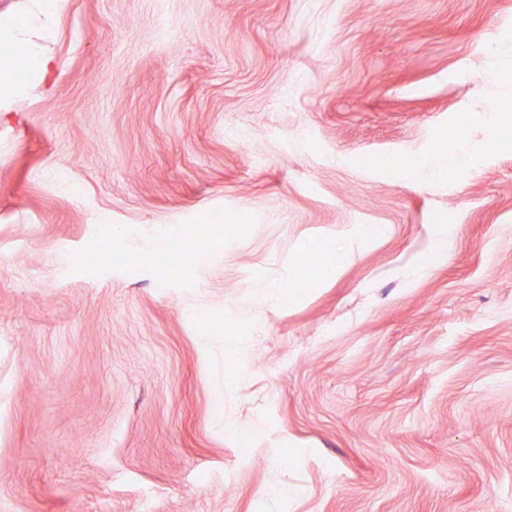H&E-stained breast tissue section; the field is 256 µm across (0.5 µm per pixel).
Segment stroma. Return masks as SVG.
<instances>
[{"mask_svg": "<svg viewBox=\"0 0 512 512\" xmlns=\"http://www.w3.org/2000/svg\"><path fill=\"white\" fill-rule=\"evenodd\" d=\"M48 48L0 512H512V0H68Z\"/></svg>", "mask_w": 512, "mask_h": 512, "instance_id": "stroma-1", "label": "stroma"}]
</instances>
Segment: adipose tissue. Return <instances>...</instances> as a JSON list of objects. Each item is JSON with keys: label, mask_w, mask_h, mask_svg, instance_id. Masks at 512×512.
Here are the masks:
<instances>
[{"label": "adipose tissue", "mask_w": 512, "mask_h": 512, "mask_svg": "<svg viewBox=\"0 0 512 512\" xmlns=\"http://www.w3.org/2000/svg\"><path fill=\"white\" fill-rule=\"evenodd\" d=\"M68 0H26L20 15L0 16V39L25 50L26 73L0 60V112L8 111L11 101L24 95L32 79H43L56 62L46 55L41 40L55 37Z\"/></svg>", "instance_id": "adipose-tissue-1"}]
</instances>
